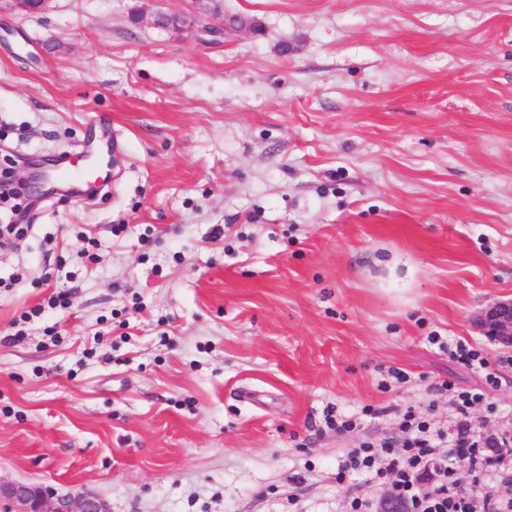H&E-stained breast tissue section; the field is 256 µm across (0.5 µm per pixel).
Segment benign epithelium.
<instances>
[{
    "label": "benign epithelium",
    "mask_w": 512,
    "mask_h": 512,
    "mask_svg": "<svg viewBox=\"0 0 512 512\" xmlns=\"http://www.w3.org/2000/svg\"><path fill=\"white\" fill-rule=\"evenodd\" d=\"M46 4L47 0H12V7L24 14L40 13ZM154 24L176 34L188 27L224 33L222 27L179 12L161 11L156 14ZM19 169L22 174L18 180L26 186L29 194L41 196L46 174L29 171L26 161ZM474 323L483 335L491 337L504 348H512V299L495 301L482 308L474 316ZM0 512H112V508L106 499L90 492L61 494L51 486L0 479Z\"/></svg>",
    "instance_id": "obj_1"
}]
</instances>
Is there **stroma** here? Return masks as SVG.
<instances>
[{
	"label": "stroma",
	"mask_w": 512,
	"mask_h": 512,
	"mask_svg": "<svg viewBox=\"0 0 512 512\" xmlns=\"http://www.w3.org/2000/svg\"><path fill=\"white\" fill-rule=\"evenodd\" d=\"M82 151L111 194L47 198L0 246L1 479L345 512L337 458L394 419L327 410L447 427L449 379L500 409L476 432L512 429V349L472 323L512 298V0H0V172ZM38 305L56 337L14 340ZM154 24L176 34L182 33L187 27L195 26H197L198 30L207 31L209 29L214 33H224V24L219 28L210 23H203L197 17L191 18L179 12H158L155 16ZM431 344H438L440 349H447L450 358L463 361L472 369L483 371L487 369L488 363L479 350L471 346L469 342L457 340L453 344L445 343L439 336L430 337Z\"/></svg>",
	"instance_id": "1"
}]
</instances>
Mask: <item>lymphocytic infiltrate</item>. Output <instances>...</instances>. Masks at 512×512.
I'll return each instance as SVG.
<instances>
[{
  "mask_svg": "<svg viewBox=\"0 0 512 512\" xmlns=\"http://www.w3.org/2000/svg\"><path fill=\"white\" fill-rule=\"evenodd\" d=\"M435 391L453 392L454 424L433 426L414 409H406L392 433L362 442L336 463L337 482H349L347 512H378L379 504L360 493L353 477L386 488L390 497L406 504L409 512H512V495L503 484L512 482V433L482 437L470 421L478 409L494 411L486 394L456 387L449 380ZM467 461V473L458 470ZM481 486V501L468 488Z\"/></svg>",
  "mask_w": 512,
  "mask_h": 512,
  "instance_id": "lymphocytic-infiltrate-1",
  "label": "lymphocytic infiltrate"
}]
</instances>
